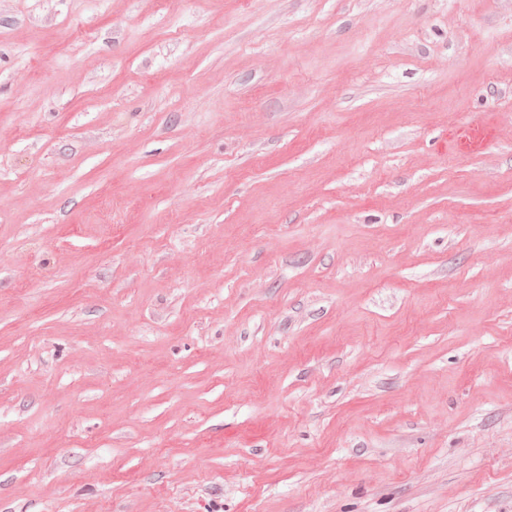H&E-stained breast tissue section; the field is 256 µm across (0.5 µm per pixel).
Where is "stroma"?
<instances>
[{
	"label": "stroma",
	"instance_id": "obj_1",
	"mask_svg": "<svg viewBox=\"0 0 512 512\" xmlns=\"http://www.w3.org/2000/svg\"><path fill=\"white\" fill-rule=\"evenodd\" d=\"M0 512H512V0H0Z\"/></svg>",
	"mask_w": 512,
	"mask_h": 512
}]
</instances>
